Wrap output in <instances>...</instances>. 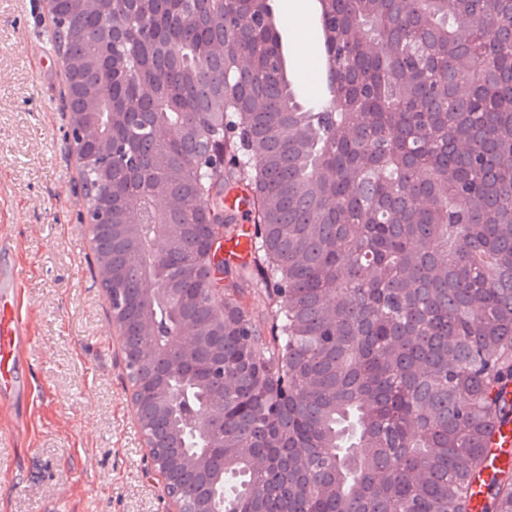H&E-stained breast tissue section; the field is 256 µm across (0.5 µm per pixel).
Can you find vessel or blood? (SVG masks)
<instances>
[{"label":"vessel or blood","mask_w":512,"mask_h":512,"mask_svg":"<svg viewBox=\"0 0 512 512\" xmlns=\"http://www.w3.org/2000/svg\"><path fill=\"white\" fill-rule=\"evenodd\" d=\"M228 205L239 217L242 233L224 244V256L242 262L249 255L253 227L249 223V206L242 191L227 193ZM21 278L18 266L0 275V399L25 402L32 393L31 358L27 353L28 325L18 314Z\"/></svg>","instance_id":"vessel-or-blood-1"}]
</instances>
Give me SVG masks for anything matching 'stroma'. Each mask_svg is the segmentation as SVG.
I'll list each match as a JSON object with an SVG mask.
<instances>
[{
    "mask_svg": "<svg viewBox=\"0 0 512 512\" xmlns=\"http://www.w3.org/2000/svg\"><path fill=\"white\" fill-rule=\"evenodd\" d=\"M288 67L326 93L319 0H275ZM45 0H0V236L23 270L34 395L0 404V512H170L131 401L83 219L65 75Z\"/></svg>",
    "mask_w": 512,
    "mask_h": 512,
    "instance_id": "35a3bbf8",
    "label": "stroma"
}]
</instances>
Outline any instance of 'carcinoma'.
Wrapping results in <instances>:
<instances>
[{"label":"carcinoma","instance_id":"carcinoma-1","mask_svg":"<svg viewBox=\"0 0 512 512\" xmlns=\"http://www.w3.org/2000/svg\"><path fill=\"white\" fill-rule=\"evenodd\" d=\"M320 5L309 107L263 0L53 4L112 318L131 353L190 333L131 388L205 512H512L488 458L512 423V0ZM218 402L207 429L183 416ZM227 204L240 218L242 234L232 240L224 241V258L240 263L248 259L249 248L252 242V224L249 223V205L244 199L242 191L234 189L226 195ZM244 303L256 320L263 322L268 319L270 309L263 292L257 289L247 288Z\"/></svg>","mask_w":512,"mask_h":512}]
</instances>
